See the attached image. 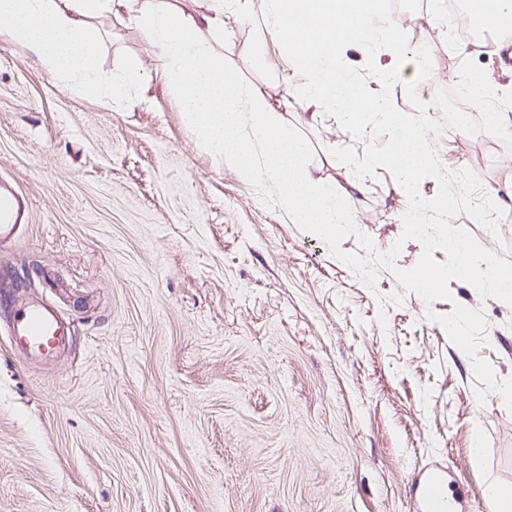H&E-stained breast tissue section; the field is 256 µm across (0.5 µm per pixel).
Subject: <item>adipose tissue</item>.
Returning a JSON list of instances; mask_svg holds the SVG:
<instances>
[{
	"label": "adipose tissue",
	"mask_w": 512,
	"mask_h": 512,
	"mask_svg": "<svg viewBox=\"0 0 512 512\" xmlns=\"http://www.w3.org/2000/svg\"><path fill=\"white\" fill-rule=\"evenodd\" d=\"M0 0V37L33 54L57 83L108 104L121 98L130 74L102 80L100 43L90 20L107 15L134 24L162 59L161 76L175 92L197 146L252 184L266 176L283 210L321 237L335 239L350 223L351 200L322 184L304 162L306 147L267 96L224 65L210 39L224 29V0L193 16L166 0Z\"/></svg>",
	"instance_id": "1"
}]
</instances>
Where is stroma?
<instances>
[{
	"label": "stroma",
	"mask_w": 512,
	"mask_h": 512,
	"mask_svg": "<svg viewBox=\"0 0 512 512\" xmlns=\"http://www.w3.org/2000/svg\"><path fill=\"white\" fill-rule=\"evenodd\" d=\"M224 14L212 45L258 87L307 147L316 177L351 195L357 234L401 268L423 254L402 240L408 198L391 172L360 179L332 155L367 142L315 102L265 23ZM432 74L404 66L393 105L428 114L463 60L512 91V58L491 34L449 38L437 0L394 11ZM102 77L139 78L107 106L58 85L27 51L0 41V180L31 220L0 245V512H417L430 470L450 512H495L490 484L512 486V412L478 403L470 359L427 311L482 310L479 355L512 378V305L449 283L426 303L380 270L367 286L279 205L265 176L243 184L200 150L161 61L136 28L101 15ZM443 166L467 168L503 209L498 235L469 215L454 226L512 261V147L449 129ZM50 305L69 340L49 360L10 342L21 302ZM480 460H473L474 446Z\"/></svg>",
	"instance_id": "1"
}]
</instances>
